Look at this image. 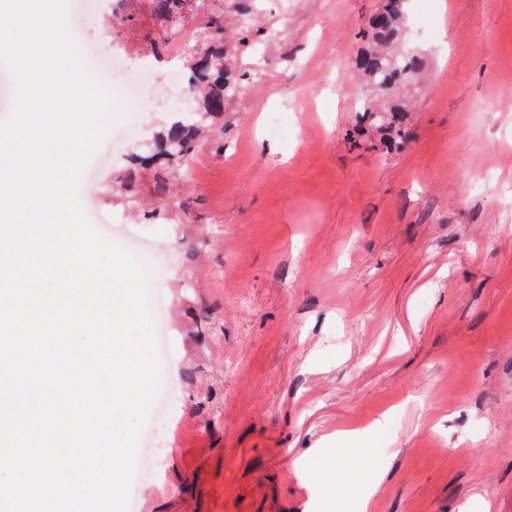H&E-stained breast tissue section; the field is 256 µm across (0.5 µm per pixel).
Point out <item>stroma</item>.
Instances as JSON below:
<instances>
[{
  "mask_svg": "<svg viewBox=\"0 0 512 512\" xmlns=\"http://www.w3.org/2000/svg\"><path fill=\"white\" fill-rule=\"evenodd\" d=\"M112 3L81 10V38L150 54L148 96L78 195L149 248L166 305L168 423L128 512H316L326 479L335 512L371 481L367 512H512V0H444L421 30L407 0L427 80L390 151L353 130L379 0H255L267 49L238 69L260 81L205 119L167 213L132 159L196 109L171 80L190 55L152 6Z\"/></svg>",
  "mask_w": 512,
  "mask_h": 512,
  "instance_id": "1",
  "label": "stroma"
}]
</instances>
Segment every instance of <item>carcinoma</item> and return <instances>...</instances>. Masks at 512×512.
Here are the masks:
<instances>
[{"instance_id": "carcinoma-1", "label": "carcinoma", "mask_w": 512, "mask_h": 512, "mask_svg": "<svg viewBox=\"0 0 512 512\" xmlns=\"http://www.w3.org/2000/svg\"><path fill=\"white\" fill-rule=\"evenodd\" d=\"M192 0H153L154 10L170 18L183 12ZM215 37L212 44L197 52L190 66L191 78L205 91L200 106L201 115H219L243 87V75L226 63L230 51L222 42L221 24L211 26ZM405 0H380L378 11L369 18L363 29L364 47L354 66L363 81L356 108L359 127H374L383 142L396 149L405 145L409 133L405 124L408 104L406 89L419 80L423 69L422 57L405 45ZM261 28L249 25L237 28L235 41L251 48L265 41ZM196 123L182 118L171 123L156 139L157 152L141 158L150 164L160 159L168 161L186 155L195 140Z\"/></svg>"}]
</instances>
